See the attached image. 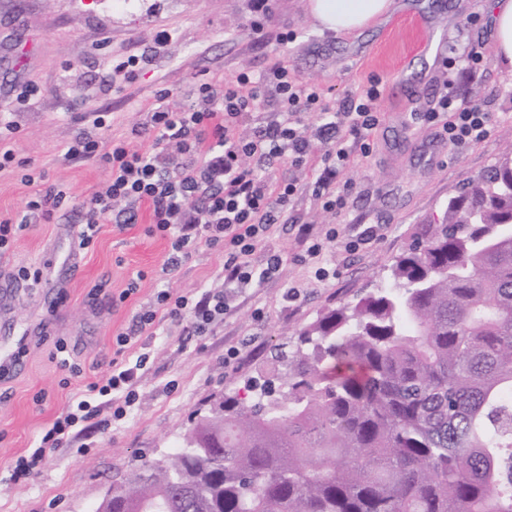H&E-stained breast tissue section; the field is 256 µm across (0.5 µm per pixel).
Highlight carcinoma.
<instances>
[{
    "label": "carcinoma",
    "mask_w": 512,
    "mask_h": 512,
    "mask_svg": "<svg viewBox=\"0 0 512 512\" xmlns=\"http://www.w3.org/2000/svg\"><path fill=\"white\" fill-rule=\"evenodd\" d=\"M277 358L288 396L224 398L106 512H512V151Z\"/></svg>",
    "instance_id": "1"
}]
</instances>
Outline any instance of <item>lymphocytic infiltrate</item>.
Listing matches in <instances>:
<instances>
[{"mask_svg":"<svg viewBox=\"0 0 512 512\" xmlns=\"http://www.w3.org/2000/svg\"><path fill=\"white\" fill-rule=\"evenodd\" d=\"M195 94V101L178 111L156 100L148 109L147 123L132 127V136L153 135V151L130 149L123 140L104 141L98 134L106 125L101 113L94 118L92 131L65 146L67 158L102 164L107 172L104 184L81 206L78 248H88L98 225L105 221L121 228L136 223L144 207L150 233L169 241L163 267L167 275H174L199 244L224 250L222 291L207 290L194 300L160 291L152 305L135 315L128 331L117 335L116 345L122 350L135 346L139 336L152 334L168 320L190 318L196 333H206L227 310L233 290L273 276L282 263L280 251L267 250L260 266L253 264L252 255L282 223L297 192L296 185L274 176V168L310 166L313 195L325 209L343 211L352 188L351 181L338 179L351 165L347 144L355 142L362 155H369L380 122L377 86L361 89L338 109L315 82L283 64L257 75L242 72L222 84L201 83ZM267 109L277 112V120L253 136L235 135V128ZM306 112L316 113L319 119L322 153H315L310 139L299 130ZM411 120L436 127L438 137L458 147L483 141L489 134L491 114L481 104L445 93L435 108L412 113ZM67 199L66 191L56 188L31 197L20 219L0 218V253L12 248L31 219H51ZM145 361L142 355L133 362L113 361L106 382L92 381L79 389L38 448L17 460L15 479L28 478L52 449L69 440L79 423L93 418L97 398L112 396L118 403L114 419L125 418L136 403L135 385Z\"/></svg>","mask_w":512,"mask_h":512,"instance_id":"lymphocytic-infiltrate-1","label":"lymphocytic infiltrate"}]
</instances>
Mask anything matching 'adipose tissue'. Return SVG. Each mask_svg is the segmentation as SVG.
Segmentation results:
<instances>
[{"instance_id":"ef3b65f1","label":"adipose tissue","mask_w":512,"mask_h":512,"mask_svg":"<svg viewBox=\"0 0 512 512\" xmlns=\"http://www.w3.org/2000/svg\"><path fill=\"white\" fill-rule=\"evenodd\" d=\"M393 0H309V13L321 28L350 34L388 16Z\"/></svg>"}]
</instances>
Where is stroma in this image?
Here are the masks:
<instances>
[{"instance_id":"35a3bbf8","label":"stroma","mask_w":512,"mask_h":512,"mask_svg":"<svg viewBox=\"0 0 512 512\" xmlns=\"http://www.w3.org/2000/svg\"><path fill=\"white\" fill-rule=\"evenodd\" d=\"M395 2L396 10L382 22L337 35L318 29L308 0H266L260 17L253 0H135L131 8L117 0H0V105L13 101L22 84L37 89L25 107L0 114L16 127L8 146L20 161L0 172V215L23 214L32 195L55 187L70 196L51 221L34 220L0 254V272L27 266L41 273L37 287H22L8 305L11 324L29 329L31 339L21 370L0 379V512H94L117 473L169 452L194 418L247 380L273 374L275 346L327 310L372 291L417 224L442 218L464 180L512 150V64L495 50L494 0ZM416 11L440 32L444 54L415 52L410 16ZM255 20L261 23L257 34L250 28ZM163 31L168 37L162 41ZM286 32L295 41L281 42ZM474 51L483 56L480 67L461 68ZM131 54L150 61L133 81L113 82V68ZM447 57L456 60V68L444 67ZM278 62L318 83L338 105L369 80L380 82L382 121L371 154L353 158L349 208L339 214L323 209L307 187L308 168L287 164L276 172L280 181L301 186L288 207L289 223L311 225L318 236L335 228L336 240L321 262L303 263L294 232L276 230L272 244L283 263L275 277L234 294L223 319L206 335L194 334L189 321H167L125 350L129 361L148 356L133 411L113 419L110 398H100L98 420L81 423L29 479L12 480L13 463L39 445L78 388L110 375L114 339L137 311L164 289L194 299L222 285V248L199 245L169 277L162 271L168 243L149 234L144 222L123 229L100 225L93 244L78 255L80 275L63 278L61 261L72 250L76 207L106 178L101 165L66 160L65 144L90 131L102 113L105 139L149 151L152 138L132 137L131 128L146 121L159 91H168L169 107L178 110L194 101L200 83H220L241 70L259 73ZM445 90L491 112L484 141L453 147L434 127L407 126L410 113L434 108ZM26 173L34 175L33 184L22 183ZM320 266L328 270L327 279H317ZM132 281L135 294L118 302ZM97 285L104 293L91 297ZM290 289L297 297L288 301ZM60 339L67 344L64 357L80 366L81 376L60 367ZM232 349L238 357L226 361ZM102 419L110 427L100 428Z\"/></svg>"}]
</instances>
